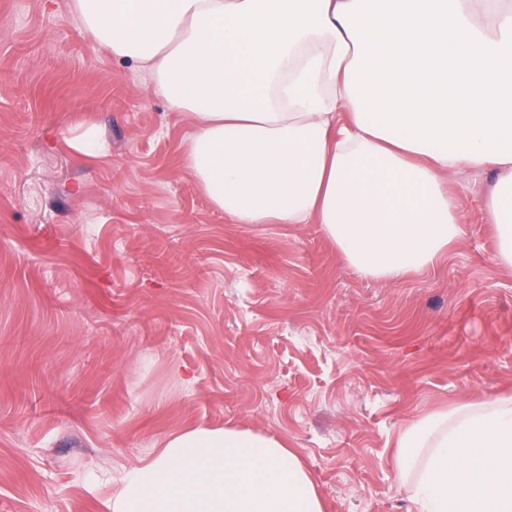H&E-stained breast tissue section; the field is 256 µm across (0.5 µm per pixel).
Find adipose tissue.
I'll return each mask as SVG.
<instances>
[{"label":"adipose tissue","instance_id":"adipose-tissue-1","mask_svg":"<svg viewBox=\"0 0 512 512\" xmlns=\"http://www.w3.org/2000/svg\"><path fill=\"white\" fill-rule=\"evenodd\" d=\"M114 59L143 66L195 132L185 161L239 224H318L395 282L462 233L448 177L487 170L512 267V0H74ZM414 512H512V393L433 408L394 443ZM111 512H326L287 441L165 435Z\"/></svg>","mask_w":512,"mask_h":512}]
</instances>
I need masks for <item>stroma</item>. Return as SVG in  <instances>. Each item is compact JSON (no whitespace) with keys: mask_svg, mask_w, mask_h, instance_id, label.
I'll list each match as a JSON object with an SVG mask.
<instances>
[{"mask_svg":"<svg viewBox=\"0 0 512 512\" xmlns=\"http://www.w3.org/2000/svg\"><path fill=\"white\" fill-rule=\"evenodd\" d=\"M193 130L73 0H0V512H108L157 439L227 424L287 439L328 512H411L402 426L512 392L490 175L449 176L447 257L366 279L320 225L215 209Z\"/></svg>","mask_w":512,"mask_h":512,"instance_id":"obj_1","label":"stroma"}]
</instances>
